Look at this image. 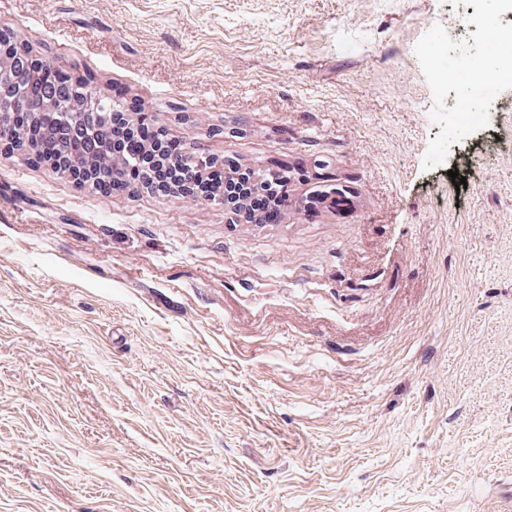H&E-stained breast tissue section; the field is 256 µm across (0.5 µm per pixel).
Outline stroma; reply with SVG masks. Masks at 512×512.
<instances>
[{
    "label": "stroma",
    "instance_id": "1",
    "mask_svg": "<svg viewBox=\"0 0 512 512\" xmlns=\"http://www.w3.org/2000/svg\"><path fill=\"white\" fill-rule=\"evenodd\" d=\"M482 21L512 0H0L189 146L326 174L233 224L0 152V512H512V85L452 139L435 82Z\"/></svg>",
    "mask_w": 512,
    "mask_h": 512
}]
</instances>
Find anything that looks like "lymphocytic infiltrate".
I'll use <instances>...</instances> for the list:
<instances>
[{"instance_id":"1","label":"lymphocytic infiltrate","mask_w":512,"mask_h":512,"mask_svg":"<svg viewBox=\"0 0 512 512\" xmlns=\"http://www.w3.org/2000/svg\"><path fill=\"white\" fill-rule=\"evenodd\" d=\"M106 144L114 158L138 150L146 154L147 160L142 166L118 171L112 180L100 183L99 193L109 196L141 184L148 192L161 196H219L237 221L248 224L271 223L279 217L284 202L280 183L257 184L251 169L217 161L206 172H197L182 159L185 145L150 122L133 119L125 112L113 113Z\"/></svg>"}]
</instances>
